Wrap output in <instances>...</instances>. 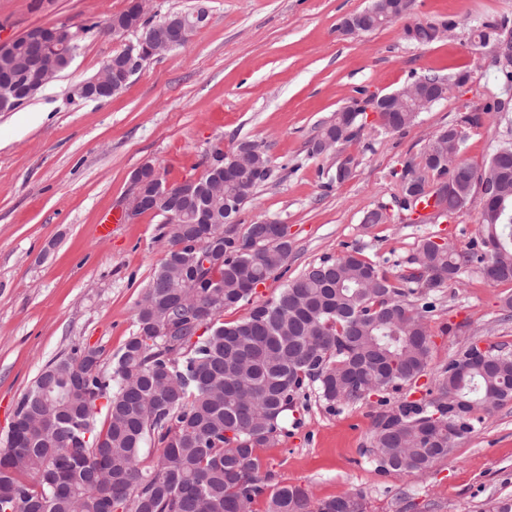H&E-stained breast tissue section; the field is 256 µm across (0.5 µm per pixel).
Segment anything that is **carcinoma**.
Instances as JSON below:
<instances>
[{
	"mask_svg": "<svg viewBox=\"0 0 512 512\" xmlns=\"http://www.w3.org/2000/svg\"><path fill=\"white\" fill-rule=\"evenodd\" d=\"M410 0H382V17L405 15ZM133 26L140 37L153 34L158 22L128 8L113 16V26ZM89 26L38 28L35 38L19 39L8 73L17 96L28 81L32 44L48 50L47 62L66 69L67 53L77 49ZM440 26L415 22L403 38L427 46L441 39ZM481 46L512 37L509 19H488L476 26ZM500 96L486 107L507 119L503 101L512 94V66H498ZM375 108L379 129L395 133L431 109L423 94L396 97L387 107L355 99L334 113L318 138L333 135L347 143L363 129L367 108ZM480 117L465 113L441 128L422 155L435 153L446 163L427 159L424 169L448 178L449 190L435 200L453 215L486 181L507 195L503 210L483 197L478 260L494 283L512 282V140H505L481 172L461 158L468 130ZM251 145V166L240 173L238 198L244 207L254 189L271 176L263 146ZM419 164L404 162L399 173L400 212L413 213L420 198L409 199ZM206 172L195 185L168 186L166 195L182 198V213L165 200L156 206L165 258L154 272L136 312V331L125 342L112 368L88 372V351L57 359L44 368L55 387L42 394L39 384L23 395L17 415L30 421L23 439L8 430L0 448V512H253L267 499L266 512H363L362 497L347 494L316 501L299 486L272 487L258 449L275 443L285 418L304 388L315 384L330 405L357 403L374 393L398 390L424 375L431 341L425 301L436 289L459 279L469 257L432 239L421 241L416 267L389 278L355 249L327 257L256 305L234 324L224 310L250 299L245 281L263 283L288 261L286 240L254 242L256 225L244 231L227 223L224 197L205 187ZM224 243V256L200 276L184 272L192 251ZM417 296L419 303L408 300ZM485 366L470 350L441 370L434 390L419 400L402 398L373 420L371 460L397 474L427 472L448 456L455 442L472 433L486 417L512 401V351L485 353ZM106 400L103 407L98 401ZM105 418H100V415ZM162 448L156 460L141 464L145 443Z\"/></svg>",
	"mask_w": 512,
	"mask_h": 512,
	"instance_id": "obj_1",
	"label": "carcinoma"
}]
</instances>
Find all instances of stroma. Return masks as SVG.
Wrapping results in <instances>:
<instances>
[{"label": "stroma", "instance_id": "1", "mask_svg": "<svg viewBox=\"0 0 512 512\" xmlns=\"http://www.w3.org/2000/svg\"><path fill=\"white\" fill-rule=\"evenodd\" d=\"M372 0H152L160 17L197 5L208 23L179 50L152 59L106 101L78 100L74 89L128 47L102 34L129 0H0V42L35 27L97 24L69 67L13 112H0V437L19 399L45 366L73 349L100 352L111 368L136 329L137 305L165 257L158 216L123 221L111 235L97 226L122 213L143 164L167 184L203 175L213 148L233 154L241 141L266 149L273 174L253 192L242 223L284 224L287 264L223 320L247 317L255 304L328 256L361 249L388 276L403 273L426 238L458 253L481 252V193L446 219L421 223L402 215L385 224L363 216L401 192L403 163L461 113L480 114L463 157L483 170L512 123L485 107L499 91L491 48L473 37L489 18L512 20V0H413L402 19L368 33H347L343 20ZM451 23L447 39L417 46L402 36L417 21ZM468 71L470 78L395 134L366 112L358 138L320 155L309 149L322 125L357 89L391 93L424 75ZM351 176L335 182L337 166ZM512 283L488 281L479 262L434 294L427 324L430 368L384 398L331 406L316 387L288 413L286 434L259 454L276 486L298 485L317 500L362 496L364 512H483L512 498V402L458 439L429 472L377 470L366 453L381 400L420 398L434 389L449 359L471 347L512 348Z\"/></svg>", "mask_w": 512, "mask_h": 512}]
</instances>
